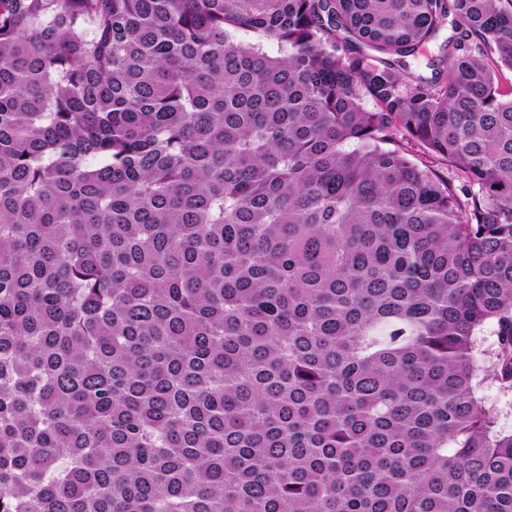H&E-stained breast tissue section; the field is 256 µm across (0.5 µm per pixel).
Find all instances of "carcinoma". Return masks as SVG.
Returning a JSON list of instances; mask_svg holds the SVG:
<instances>
[{
    "label": "carcinoma",
    "mask_w": 512,
    "mask_h": 512,
    "mask_svg": "<svg viewBox=\"0 0 512 512\" xmlns=\"http://www.w3.org/2000/svg\"><path fill=\"white\" fill-rule=\"evenodd\" d=\"M505 70L512 0H0V512H512ZM481 394L485 395L498 409L499 428L505 432L512 431V394H501L494 384L486 385Z\"/></svg>",
    "instance_id": "obj_1"
}]
</instances>
